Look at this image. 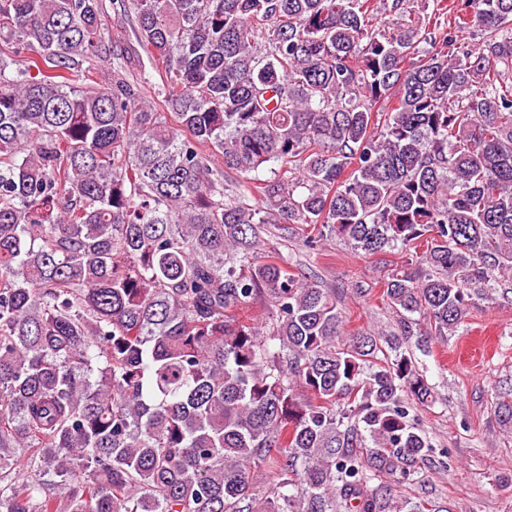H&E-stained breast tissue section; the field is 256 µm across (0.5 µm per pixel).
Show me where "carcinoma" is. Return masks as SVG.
<instances>
[{
  "instance_id": "1",
  "label": "carcinoma",
  "mask_w": 512,
  "mask_h": 512,
  "mask_svg": "<svg viewBox=\"0 0 512 512\" xmlns=\"http://www.w3.org/2000/svg\"><path fill=\"white\" fill-rule=\"evenodd\" d=\"M118 5L87 89L101 0H0V512H451L393 493L436 457L405 344L512 294V0ZM268 224L409 252L398 330L345 333ZM104 9V20L106 23L105 45L106 51L100 58H96L91 66L88 77L83 82L88 86L105 85L112 81V43L121 41L125 43L134 42L131 25L123 16H120L113 9V0H102ZM110 49L111 53L109 52ZM436 4V0H409L407 13H404V16H391V13L387 14H379L374 23L378 22L376 25H385L390 28H398L401 25L407 26L411 25L412 22L417 21L418 18H426L431 15L434 5Z\"/></svg>"
}]
</instances>
